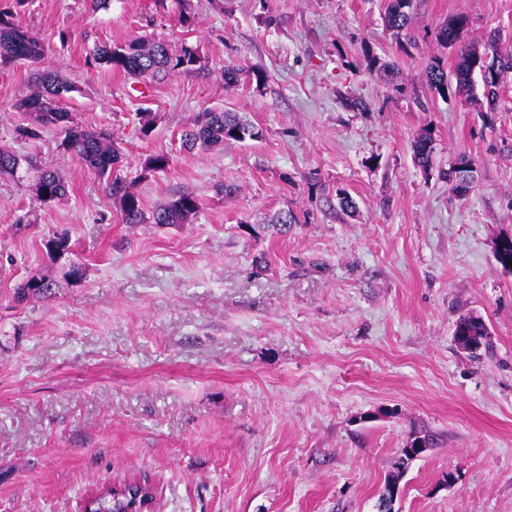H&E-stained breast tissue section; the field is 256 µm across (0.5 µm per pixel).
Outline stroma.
<instances>
[{
    "label": "stroma",
    "mask_w": 512,
    "mask_h": 512,
    "mask_svg": "<svg viewBox=\"0 0 512 512\" xmlns=\"http://www.w3.org/2000/svg\"><path fill=\"white\" fill-rule=\"evenodd\" d=\"M386 2L0 0L74 84L75 121L111 133L144 214L199 203L189 224L123 223L56 130L17 137L32 71L0 65V149L27 160L0 179V512H81L90 489L140 475L154 512H377L395 470V512H512V272L494 254L512 236V73L492 105L439 97L424 72L453 66L435 32L457 15L465 42L512 53V0H414L405 51ZM135 38L193 47L204 68L139 82L87 67ZM366 48L391 76L364 69ZM228 66L248 74L226 85ZM215 109L263 139L185 150ZM161 152L169 168L145 171ZM462 155L477 164L466 195L445 177ZM42 168L64 197L36 200ZM288 209L292 232H265ZM59 235L67 250L48 252ZM33 276L50 297L16 301ZM471 312L492 337L478 359L454 342ZM426 433L433 448L398 470Z\"/></svg>",
    "instance_id": "35a3bbf8"
}]
</instances>
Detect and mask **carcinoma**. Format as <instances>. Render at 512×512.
<instances>
[{
  "mask_svg": "<svg viewBox=\"0 0 512 512\" xmlns=\"http://www.w3.org/2000/svg\"><path fill=\"white\" fill-rule=\"evenodd\" d=\"M413 0H387L385 22L393 32L400 49H406L403 40H412ZM468 25V18L457 15L448 19L436 32V41L444 48L459 47L453 70V80H448V70L440 58L430 59L425 66V75L430 90L445 97L449 94L467 96L480 79L484 95L490 101L497 98L500 83H489L481 71L483 65L477 56L490 57L498 65V74L512 72V54H502L495 42L485 45L484 51L462 44V33ZM45 54L42 39L30 29L13 20V15L0 11V62L26 61L37 63ZM86 65L91 69L107 67L128 76L146 80L165 77L170 73L189 72L202 68L201 58L195 49L185 47L178 54L169 52L161 39H132L123 44L96 47ZM71 83L56 70L43 69L36 73L35 87L30 94L21 98L16 107L35 115V121L42 127L61 128V146L74 152L96 175L106 179L110 194L119 199L122 221L125 224H142L144 213L137 195L121 176L115 174L120 161V152L112 145L107 133L84 129L73 121L71 115L60 107L63 97L72 92ZM263 129L236 112L204 111L193 120V127L183 134V143L189 148L199 145L205 149L224 146L229 141L243 142L260 140ZM432 136L429 132L420 134L414 142L415 154L421 166L431 161ZM21 164L14 153L0 149V176H12ZM36 199L40 202L54 201L63 196L67 186L62 176L54 169H44L33 186ZM199 210L196 197L183 193L152 214L154 224H188ZM298 223L292 211L277 215L273 228L276 233L286 236L292 226ZM52 283L43 277L28 279L16 293L20 301L31 297H45L51 293ZM456 330L472 337L478 346L487 347L488 331L482 318L468 315L459 318ZM126 492H108L84 502L87 512H129L130 504L138 501V507H150L153 493L146 483L133 485L122 481Z\"/></svg>",
  "mask_w": 512,
  "mask_h": 512,
  "instance_id": "carcinoma-1",
  "label": "carcinoma"
}]
</instances>
